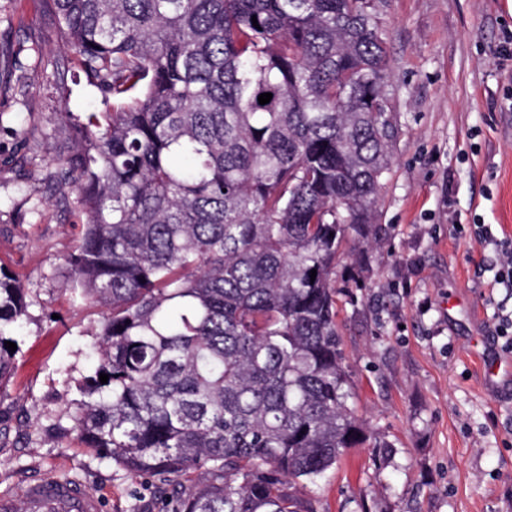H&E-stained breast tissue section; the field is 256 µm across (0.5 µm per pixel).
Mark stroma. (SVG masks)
I'll list each match as a JSON object with an SVG mask.
<instances>
[{
	"mask_svg": "<svg viewBox=\"0 0 512 512\" xmlns=\"http://www.w3.org/2000/svg\"><path fill=\"white\" fill-rule=\"evenodd\" d=\"M387 111L398 128L356 267L336 268V324L360 417L391 442L383 464L351 448L301 491L317 512H512V384L489 387L474 349L499 352L495 254L454 227L512 238V0H383ZM41 0H0V266L26 294L15 369L0 390V494L55 477L103 512H162L161 482L130 479L79 443L75 378L95 363L100 309L65 293L76 217L49 174L69 146L49 101L73 50Z\"/></svg>",
	"mask_w": 512,
	"mask_h": 512,
	"instance_id": "1",
	"label": "stroma"
}]
</instances>
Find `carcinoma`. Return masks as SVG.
<instances>
[{"mask_svg":"<svg viewBox=\"0 0 512 512\" xmlns=\"http://www.w3.org/2000/svg\"><path fill=\"white\" fill-rule=\"evenodd\" d=\"M42 3L105 106L63 112L54 159L70 290L103 309L78 440L162 476L171 512H316L299 486L350 448L391 454L336 327L341 247L377 241L397 136L379 0ZM26 308L0 268V386Z\"/></svg>","mask_w":512,"mask_h":512,"instance_id":"obj_1","label":"carcinoma"}]
</instances>
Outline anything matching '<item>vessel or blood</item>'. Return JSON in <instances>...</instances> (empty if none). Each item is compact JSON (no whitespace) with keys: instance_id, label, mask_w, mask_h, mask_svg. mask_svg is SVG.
<instances>
[{"instance_id":"obj_1","label":"vessel or blood","mask_w":512,"mask_h":512,"mask_svg":"<svg viewBox=\"0 0 512 512\" xmlns=\"http://www.w3.org/2000/svg\"><path fill=\"white\" fill-rule=\"evenodd\" d=\"M98 497L80 486L43 478L28 486L24 502L0 495V512H101Z\"/></svg>"}]
</instances>
